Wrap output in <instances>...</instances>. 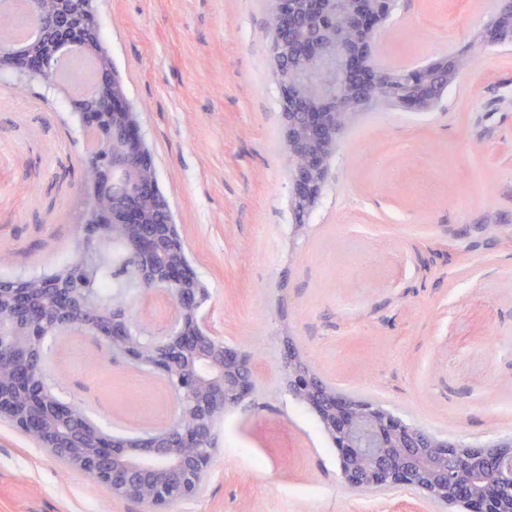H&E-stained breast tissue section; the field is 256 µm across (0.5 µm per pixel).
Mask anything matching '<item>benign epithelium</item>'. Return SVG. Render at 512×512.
<instances>
[{
    "mask_svg": "<svg viewBox=\"0 0 512 512\" xmlns=\"http://www.w3.org/2000/svg\"><path fill=\"white\" fill-rule=\"evenodd\" d=\"M41 0H31L38 30L64 28L61 18L44 16ZM274 17L276 40L288 46L295 28L290 0ZM315 21L308 30L315 57L312 70L291 72L280 83L281 106L302 114L306 124L329 135L327 150L308 169L328 168L339 149L336 116L353 122L359 113L385 103L366 97L372 78L368 60L375 35L393 7L384 0H302ZM347 10L359 39L348 41L323 16ZM112 118L120 131L104 141L94 160L106 169V180L86 187L82 212L85 241L97 235L88 226L91 203L106 194L133 196L143 186L132 168L151 160L139 132L136 113L120 91H112ZM291 204L312 205L318 187L297 172L288 176ZM185 250L177 225L153 224L127 247L133 260L129 274L144 296L163 293L171 305V325L165 336H152L132 310H111L88 293L65 287L55 273L41 289L43 303L52 307L54 326L103 340L112 361L131 370L148 369L163 378L174 394V416L142 439L113 435L93 420L76 422V411L49 391L43 377L45 316L25 288L0 282V418L8 420L29 441L67 467L86 475L113 498L144 505L147 512H168L173 503L193 498L204 488L214 465L217 421L242 405L256 390L253 356L241 344H229L212 333L201 309L206 288L190 263L165 261L156 271L151 262ZM282 371L288 393L318 417L336 448L341 476L354 492L384 486L413 488L434 503L450 504L458 512H500L499 483L512 477V440L485 448L482 462L470 448L416 429L388 415L375 419L372 407L324 384L303 356L288 344Z\"/></svg>",
    "mask_w": 512,
    "mask_h": 512,
    "instance_id": "benign-epithelium-1",
    "label": "benign epithelium"
}]
</instances>
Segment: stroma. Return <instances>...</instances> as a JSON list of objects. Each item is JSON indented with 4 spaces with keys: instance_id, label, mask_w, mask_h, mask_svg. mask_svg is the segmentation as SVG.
<instances>
[{
    "instance_id": "35a3bbf8",
    "label": "stroma",
    "mask_w": 512,
    "mask_h": 512,
    "mask_svg": "<svg viewBox=\"0 0 512 512\" xmlns=\"http://www.w3.org/2000/svg\"><path fill=\"white\" fill-rule=\"evenodd\" d=\"M113 71L137 109L203 313L259 366L229 412L207 485L169 512H437L407 488L352 493L317 416L285 390L284 337L325 382L473 447L512 437V46H491L432 112L380 107L343 135L296 229L279 90L259 0H97ZM496 0H396L378 51L416 65L463 48ZM87 136L65 93L0 71V268L49 273L82 245ZM66 338L60 394L111 433L173 414L148 371ZM0 512H144L0 419Z\"/></svg>"
}]
</instances>
